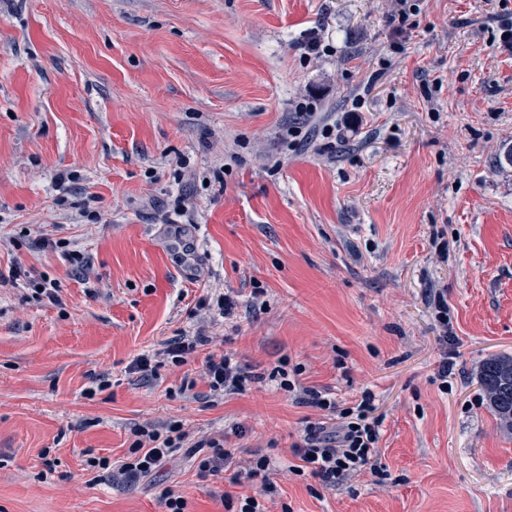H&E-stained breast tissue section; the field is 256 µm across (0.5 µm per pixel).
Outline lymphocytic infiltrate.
<instances>
[{
  "label": "lymphocytic infiltrate",
  "instance_id": "obj_1",
  "mask_svg": "<svg viewBox=\"0 0 512 512\" xmlns=\"http://www.w3.org/2000/svg\"><path fill=\"white\" fill-rule=\"evenodd\" d=\"M203 333L180 336L166 347L137 358L134 372L156 379L166 366L186 365L198 347L209 344ZM301 366L280 361L269 374L279 388L294 393L298 404L319 410L322 421L306 422L299 431L291 450L296 458L292 473L319 479L324 488L337 481L367 471L379 473L378 441L381 417L372 391H363L359 400L348 407H339L328 391L301 387L297 381ZM201 377L211 398L242 394L254 383V376L245 374L233 355H208L202 365ZM133 440L119 463L106 457H91L87 465L98 479H110L113 484H127L149 475L178 451H187L195 459L200 478L227 476L234 485L254 486L251 495L222 494L224 512H269L267 503L273 500L277 487L272 479L276 466L270 456L255 455L245 464L233 462V452L226 448L224 435H203L191 438L182 421L171 420L163 425L146 424L132 431Z\"/></svg>",
  "mask_w": 512,
  "mask_h": 512
}]
</instances>
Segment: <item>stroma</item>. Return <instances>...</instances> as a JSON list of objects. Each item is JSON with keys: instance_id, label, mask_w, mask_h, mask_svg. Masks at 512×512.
Here are the masks:
<instances>
[{"instance_id": "stroma-1", "label": "stroma", "mask_w": 512, "mask_h": 512, "mask_svg": "<svg viewBox=\"0 0 512 512\" xmlns=\"http://www.w3.org/2000/svg\"><path fill=\"white\" fill-rule=\"evenodd\" d=\"M498 11L417 0L402 27L391 0H0V270L46 274L62 299L0 288V512H165L167 486L224 512L228 481L182 451L91 483L87 458L125 457L146 422L240 425L237 460L294 464L321 416L293 394L179 393L223 352L252 374L289 358L344 406L371 390L383 416L386 479L280 472L270 512H512V432L479 380L512 357ZM217 288L234 308L209 322L214 343L161 379L133 374L197 331Z\"/></svg>"}]
</instances>
